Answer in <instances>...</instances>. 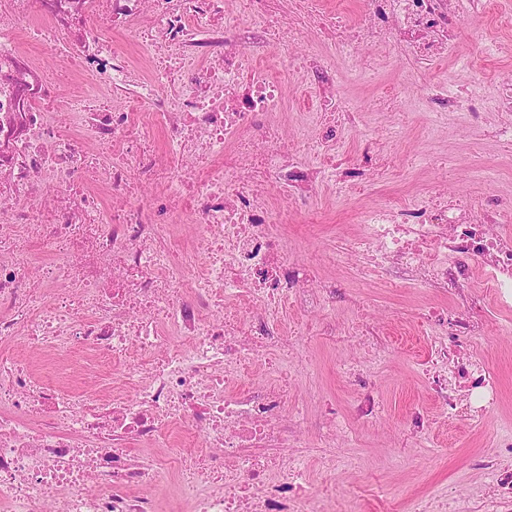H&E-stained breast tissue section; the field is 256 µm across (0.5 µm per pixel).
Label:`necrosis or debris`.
I'll return each mask as SVG.
<instances>
[{"label":"necrosis or debris","mask_w":512,"mask_h":512,"mask_svg":"<svg viewBox=\"0 0 512 512\" xmlns=\"http://www.w3.org/2000/svg\"><path fill=\"white\" fill-rule=\"evenodd\" d=\"M274 2L235 0L232 16L224 0L0 7V341L62 358L89 343L120 365L113 389L135 391L69 396L1 353L0 512H160L164 491L189 512H338L332 486L311 490L306 461L329 476L358 469L344 452L352 432L331 416L306 440L303 412L287 415L289 386L310 370L284 323L291 309L322 323L336 291L289 253L272 192L301 202L326 183L342 196L359 189L340 151L338 116L357 118L341 74L374 75L386 46L401 50L408 79L422 78L433 131L452 116L480 127L493 110L511 146L512 77L490 88L427 78L458 57L460 24L483 17L488 0H362L354 16L322 0L283 15ZM240 16L253 26L237 27ZM117 27L127 41L113 39ZM34 29L60 50V78L22 48ZM310 34L338 51L342 70L302 50ZM133 46L150 51L152 77L133 68ZM281 71L317 91L288 125L277 119ZM359 223L342 250L367 278L393 271L454 294L456 311L416 320L430 341L427 389L448 417L481 426L502 391L472 343L489 309H512V201L434 188L365 208ZM476 277L481 299L465 289ZM379 359L367 341L340 365L365 423L384 411ZM252 366L264 382L232 392ZM179 426L196 447H183ZM134 441L157 455L134 460ZM494 446L468 460L489 485L468 512H512V433Z\"/></svg>","instance_id":"necrosis-or-debris-1"}]
</instances>
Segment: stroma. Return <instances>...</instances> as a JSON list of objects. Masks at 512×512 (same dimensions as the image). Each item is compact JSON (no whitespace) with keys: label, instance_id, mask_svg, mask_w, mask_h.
<instances>
[{"label":"stroma","instance_id":"35a3bbf8","mask_svg":"<svg viewBox=\"0 0 512 512\" xmlns=\"http://www.w3.org/2000/svg\"><path fill=\"white\" fill-rule=\"evenodd\" d=\"M507 16L512 17V0H489L484 17L463 24L459 32L460 50L464 53L469 52L478 35L498 42V49L486 56L483 63V76L488 80L502 71L512 70V28L501 24ZM385 56L387 66L381 70L376 84L361 86L353 79L347 82L348 93L359 109L356 125L347 128L345 134L346 155L355 164L360 161L366 130L394 123L392 117L377 111V96L390 85L400 88L409 101L417 92L416 86L408 83L399 69L398 50L387 48ZM498 121L497 112L490 111L484 128L451 124L430 139L424 133L422 111H413L409 123L400 129L399 145L392 155L397 158L416 153L422 157V164L401 178L364 172L359 193L350 199L338 197L331 186H323L296 208L288 224L282 227L289 252L299 261L312 263L319 279L336 285V300L328 316L336 339L331 342L319 338L306 348L311 376L289 389V407H305L313 422L319 421L331 406L342 415H350L356 394L340 373L339 362L359 350L358 345L343 344L354 319H361L368 329L375 331L386 355L373 381L374 393L385 411L373 424L353 423L355 441L350 453L358 457L360 467L337 474V497L348 499L364 489L393 497L453 486L461 490L462 501H469L483 493L487 479L482 471L468 466V456L491 453L495 434L512 427V332L505 327L507 314L496 313L495 324L482 338L490 367L500 379L501 407L489 415L482 427L472 429L465 421L441 418L428 439H417L408 430L409 412L417 405L432 408L433 403L421 374L425 341L414 329L412 316L417 310L447 304L448 296L412 285L395 292L374 281L358 280L356 258L345 259L339 265L329 258L341 239L355 232L357 210L383 202L389 196L416 195L436 184L452 194L465 193L476 198L492 188L512 198V155H505L498 141L488 133ZM433 154L451 158L455 163L453 172L426 166L425 157ZM482 164L497 168L492 186H485L472 176L473 169ZM84 355V349L77 348L69 352L64 362L58 363L53 350H46L43 362L35 368L37 381L51 385L66 381L71 387H79Z\"/></svg>","mask_w":512,"mask_h":512}]
</instances>
